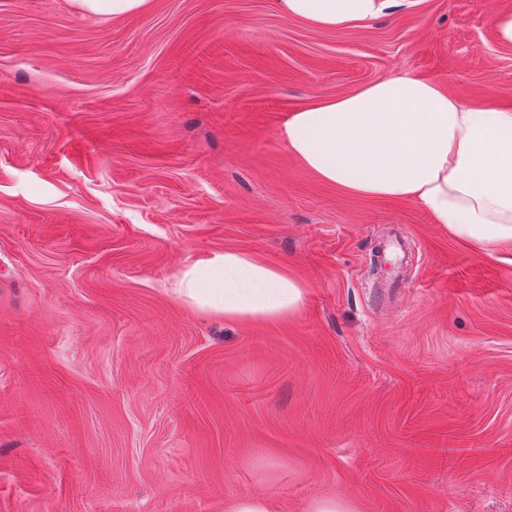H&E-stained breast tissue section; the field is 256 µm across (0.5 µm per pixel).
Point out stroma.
Listing matches in <instances>:
<instances>
[{"label":"stroma","mask_w":512,"mask_h":512,"mask_svg":"<svg viewBox=\"0 0 512 512\" xmlns=\"http://www.w3.org/2000/svg\"><path fill=\"white\" fill-rule=\"evenodd\" d=\"M494 8L318 32L277 0H0V512H512V263L319 182L277 135L406 73L512 108ZM227 249L296 274L299 314L170 296ZM81 11L93 14H112V17H131L145 10L150 0H74ZM226 512H277L275 502L264 494H254L232 499Z\"/></svg>","instance_id":"obj_1"}]
</instances>
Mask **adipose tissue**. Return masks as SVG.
Listing matches in <instances>:
<instances>
[{"label": "adipose tissue", "mask_w": 512, "mask_h": 512, "mask_svg": "<svg viewBox=\"0 0 512 512\" xmlns=\"http://www.w3.org/2000/svg\"><path fill=\"white\" fill-rule=\"evenodd\" d=\"M395 0H278L316 31L356 27ZM289 152L320 181L353 196L411 200L456 240L512 248V108H478L439 82L384 78L286 115ZM177 301L237 324L288 321L305 285L259 255L227 249L188 264L169 290Z\"/></svg>", "instance_id": "ef3b65f1"}]
</instances>
